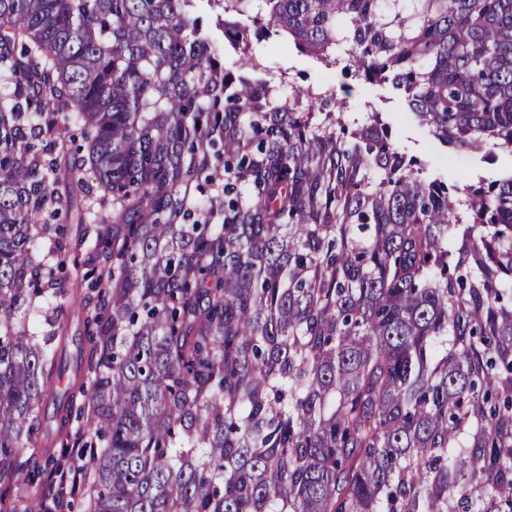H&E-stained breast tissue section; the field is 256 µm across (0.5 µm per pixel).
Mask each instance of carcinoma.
<instances>
[{
    "mask_svg": "<svg viewBox=\"0 0 512 512\" xmlns=\"http://www.w3.org/2000/svg\"><path fill=\"white\" fill-rule=\"evenodd\" d=\"M262 42L512 154V0H0V512H512V170ZM264 65L274 72L287 70L296 79L299 85H326L338 87L340 79L330 77L320 64L312 58L300 55L293 50L281 49L268 44L262 45ZM364 100L371 101L379 112H388L396 129V140L400 148L410 154L426 158L431 167L438 173L454 182L468 178L472 182L487 168H510L512 159L508 152H497L494 165L480 162L479 158L470 155L446 154L433 142L427 132L418 127L404 112L408 108L402 98L388 85L356 84L351 102L361 106ZM61 222L67 229V240L70 247L76 249L80 255V260H82L90 245L91 232L87 233L85 226L77 223L75 211L69 213L67 216L65 214L62 215Z\"/></svg>",
    "mask_w": 512,
    "mask_h": 512,
    "instance_id": "carcinoma-1",
    "label": "carcinoma"
}]
</instances>
